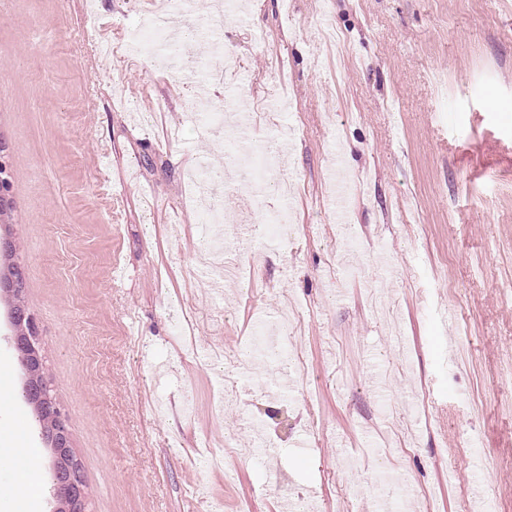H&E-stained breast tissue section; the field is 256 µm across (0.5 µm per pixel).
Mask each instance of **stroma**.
I'll list each match as a JSON object with an SVG mask.
<instances>
[{"mask_svg":"<svg viewBox=\"0 0 512 512\" xmlns=\"http://www.w3.org/2000/svg\"><path fill=\"white\" fill-rule=\"evenodd\" d=\"M243 2L221 31L249 74L237 147L294 135L274 176L295 232L242 250L235 228L265 227L252 187L231 185L227 245L255 269L235 303L196 260L185 192L225 144L201 133L192 75L126 46L152 0H0V235L17 248L0 264L24 271L89 512H512V0ZM340 169L363 241L343 254ZM14 301L0 294V448L36 467L0 465V512H55ZM290 307L310 361L292 387V364L249 346ZM246 412L277 447L210 467L203 438L254 442Z\"/></svg>","mask_w":512,"mask_h":512,"instance_id":"obj_1","label":"stroma"}]
</instances>
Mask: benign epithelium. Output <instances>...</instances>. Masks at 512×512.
Returning <instances> with one entry per match:
<instances>
[{"label": "benign epithelium", "mask_w": 512, "mask_h": 512, "mask_svg": "<svg viewBox=\"0 0 512 512\" xmlns=\"http://www.w3.org/2000/svg\"><path fill=\"white\" fill-rule=\"evenodd\" d=\"M15 325L19 329L18 336L14 337L15 346L27 368L32 392L38 400L55 409L56 401L50 387L43 380L36 321L33 316L21 311L15 314ZM50 446L54 456L55 496L62 502L59 512H87V496L80 464L73 454L66 420L61 415L58 416V429L53 434Z\"/></svg>", "instance_id": "7a95c632"}]
</instances>
